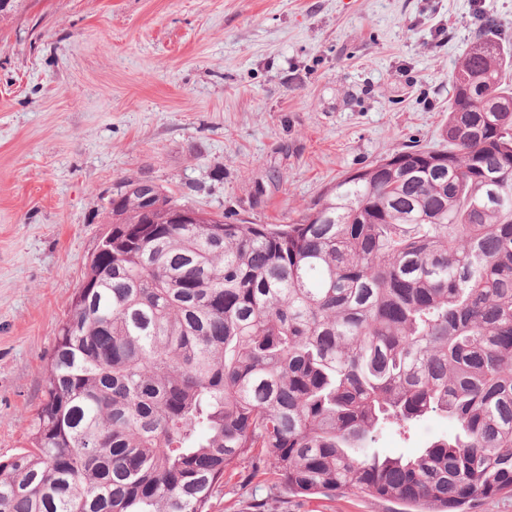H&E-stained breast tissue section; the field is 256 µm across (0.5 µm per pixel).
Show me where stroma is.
Segmentation results:
<instances>
[{
	"label": "stroma",
	"instance_id": "stroma-1",
	"mask_svg": "<svg viewBox=\"0 0 512 512\" xmlns=\"http://www.w3.org/2000/svg\"><path fill=\"white\" fill-rule=\"evenodd\" d=\"M512 0H20L0 18V456L28 447L49 357L125 178L291 224L345 174L434 146L478 19ZM447 418L386 433L412 455ZM274 512H404L352 494Z\"/></svg>",
	"mask_w": 512,
	"mask_h": 512
}]
</instances>
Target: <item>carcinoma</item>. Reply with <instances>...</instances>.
<instances>
[{
  "mask_svg": "<svg viewBox=\"0 0 512 512\" xmlns=\"http://www.w3.org/2000/svg\"><path fill=\"white\" fill-rule=\"evenodd\" d=\"M491 16L452 77L442 146L348 174L293 224L120 182L0 512H212L244 468L295 497L410 512L512 495V45ZM445 415L413 457L387 430ZM453 431L454 427L447 418L431 416L414 427L408 441L391 433L383 434L378 443V450L387 455H413L435 438L446 437Z\"/></svg>",
  "mask_w": 512,
  "mask_h": 512,
  "instance_id": "1",
  "label": "carcinoma"
}]
</instances>
